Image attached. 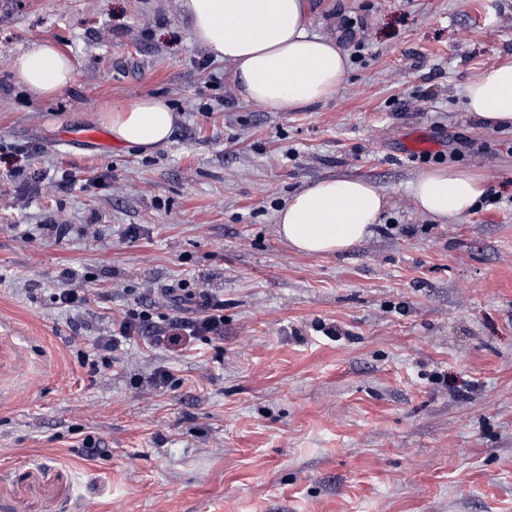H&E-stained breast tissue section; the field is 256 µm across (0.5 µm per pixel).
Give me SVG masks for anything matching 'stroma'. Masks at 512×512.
<instances>
[{"label":"stroma","mask_w":512,"mask_h":512,"mask_svg":"<svg viewBox=\"0 0 512 512\" xmlns=\"http://www.w3.org/2000/svg\"><path fill=\"white\" fill-rule=\"evenodd\" d=\"M308 10L347 73L270 112L180 0H0V512H512V127L464 106L512 61V0ZM45 41L75 77L39 99L9 58ZM147 94L177 114L166 147L64 140ZM412 131L437 150L404 154ZM436 167L487 186L450 224L408 192ZM342 177L387 197L371 234L323 255L281 239L288 198ZM185 278L223 298V340L85 363L128 309L197 315L168 294Z\"/></svg>","instance_id":"35a3bbf8"}]
</instances>
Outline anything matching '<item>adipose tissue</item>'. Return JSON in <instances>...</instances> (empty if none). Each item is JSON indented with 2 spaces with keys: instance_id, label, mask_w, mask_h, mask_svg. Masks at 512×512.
I'll list each match as a JSON object with an SVG mask.
<instances>
[{
  "instance_id": "1",
  "label": "adipose tissue",
  "mask_w": 512,
  "mask_h": 512,
  "mask_svg": "<svg viewBox=\"0 0 512 512\" xmlns=\"http://www.w3.org/2000/svg\"><path fill=\"white\" fill-rule=\"evenodd\" d=\"M193 40L230 68L239 94L270 112H290L330 99L348 60L335 40L311 34L305 0H180ZM17 83L49 97L74 81L71 60L44 42L11 55ZM465 108L495 126L512 127V63L471 81ZM102 119L113 141L143 152L166 145L176 116L167 99L144 95L114 106ZM486 192L472 172L438 168L409 187L418 212L440 223L456 220ZM388 200L361 178L325 179L297 192L277 213L280 236L310 255L339 252L361 242Z\"/></svg>"
}]
</instances>
